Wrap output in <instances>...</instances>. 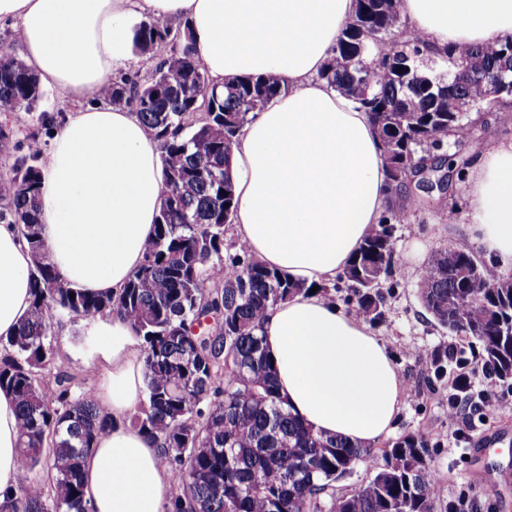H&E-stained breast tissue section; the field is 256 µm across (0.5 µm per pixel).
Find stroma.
Segmentation results:
<instances>
[{"label":"stroma","instance_id":"obj_1","mask_svg":"<svg viewBox=\"0 0 512 512\" xmlns=\"http://www.w3.org/2000/svg\"><path fill=\"white\" fill-rule=\"evenodd\" d=\"M458 217L447 222L434 209L416 211L411 221L396 232V279L384 321L374 326L397 364L406 390L391 439L424 431L433 448L431 459L444 488L445 497L466 492L479 498L488 512H512V414H502L479 424L474 445L479 453L469 457L453 445L455 423L448 417V389L428 381L425 366L415 357L417 351L456 343L455 335L434 325L416 294L418 273L437 248L450 246L472 251L476 245L466 234L473 218L462 187L454 189ZM105 341L95 323L59 314L52 329L56 363L44 372L46 385H54L58 375L71 378L74 388L96 387L102 376L95 367ZM498 467L495 488L480 483V473L488 462Z\"/></svg>","mask_w":512,"mask_h":512}]
</instances>
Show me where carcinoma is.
Wrapping results in <instances>:
<instances>
[{"mask_svg": "<svg viewBox=\"0 0 512 512\" xmlns=\"http://www.w3.org/2000/svg\"><path fill=\"white\" fill-rule=\"evenodd\" d=\"M421 39L406 38L397 0H356L320 78L367 112L385 157L388 203L337 284L320 287L370 324L384 320L382 283L396 266L397 226L433 205L425 173L452 182L469 158L462 145L470 120L448 111V82L466 60L512 74V36L462 50L448 48V75L425 61ZM135 49L155 60L147 75L111 78L102 100L131 108L157 140L163 165L162 204L141 265L115 294L66 286L41 236L43 147L23 136L25 152L0 177V221L17 224L33 258L29 310L16 332L0 337V389L19 416L21 479L0 493V512H91L83 459L112 415L94 391L74 393L70 378L45 388L54 364L51 328L59 313L126 321L140 341L145 398L130 424L162 449L173 474L164 512H438L441 497L430 437L409 433L381 449L383 465L358 489L336 482L376 455L314 429L278 393L263 346L262 324L278 304L311 292L255 258L244 246L225 248V225L236 207L230 174L241 127L288 87L272 75L210 82L190 22L149 18ZM37 75L0 48V112H29L43 97ZM463 102L488 107L499 127L512 125V104L491 105L489 82L458 86ZM418 295L435 325L479 351L498 381L512 387V273L471 252L441 247L423 267ZM433 381L465 397L463 370L436 349L426 361Z\"/></svg>", "mask_w": 512, "mask_h": 512, "instance_id": "cac0c4a2", "label": "carcinoma"}]
</instances>
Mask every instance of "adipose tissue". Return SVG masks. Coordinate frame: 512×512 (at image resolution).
I'll list each match as a JSON object with an SVG mask.
<instances>
[{"label":"adipose tissue","instance_id":"obj_1","mask_svg":"<svg viewBox=\"0 0 512 512\" xmlns=\"http://www.w3.org/2000/svg\"><path fill=\"white\" fill-rule=\"evenodd\" d=\"M355 0H0L25 59L74 104L42 169V238L73 288L114 293L141 264L161 206L158 145L136 114L91 92L134 55L142 16L191 24L210 80L275 75L287 94L244 125L231 171L235 237L291 281L342 274L386 205V167L368 114L319 74ZM409 30L432 56L512 36V0H399ZM471 232L497 267H512V140L490 142L465 187ZM30 250L0 223V336L29 307ZM102 383L111 414L84 463L93 512H164L172 473L161 450L128 420L143 390V355L130 326H105ZM281 397L315 431L367 446L389 434L404 386L386 345L362 319L311 293L278 305L263 324ZM14 397L0 391V491L18 476Z\"/></svg>","mask_w":512,"mask_h":512}]
</instances>
